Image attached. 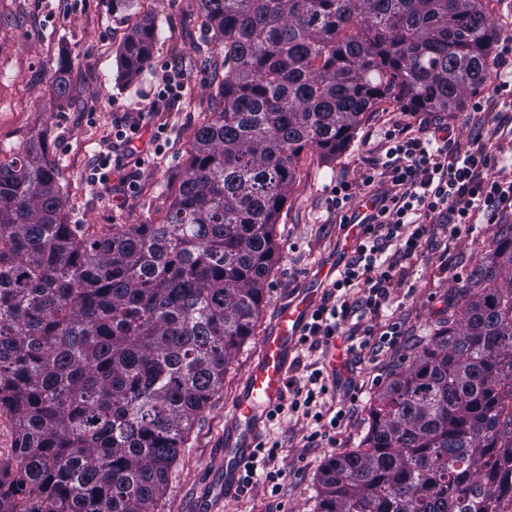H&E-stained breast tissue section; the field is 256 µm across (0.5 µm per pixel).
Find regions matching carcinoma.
Masks as SVG:
<instances>
[{
    "label": "carcinoma",
    "instance_id": "obj_1",
    "mask_svg": "<svg viewBox=\"0 0 512 512\" xmlns=\"http://www.w3.org/2000/svg\"><path fill=\"white\" fill-rule=\"evenodd\" d=\"M224 81L158 224L67 222L42 138L0 157V512H156L197 418L254 336L304 150L333 159L395 103L451 112L490 77L484 0H199ZM143 17L119 56L151 59ZM53 89L75 96L66 66ZM448 325L325 463L315 512H499L512 496V227ZM16 440V430L11 421L6 417L0 418V463L4 466L14 464Z\"/></svg>",
    "mask_w": 512,
    "mask_h": 512
}]
</instances>
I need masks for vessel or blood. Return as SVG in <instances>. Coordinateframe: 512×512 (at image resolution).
I'll use <instances>...</instances> for the list:
<instances>
[{
	"instance_id": "vessel-or-blood-1",
	"label": "vessel or blood",
	"mask_w": 512,
	"mask_h": 512,
	"mask_svg": "<svg viewBox=\"0 0 512 512\" xmlns=\"http://www.w3.org/2000/svg\"><path fill=\"white\" fill-rule=\"evenodd\" d=\"M376 212L374 199H366L346 228L341 253L348 252L359 241ZM340 266L339 256L328 259L314 275L313 287L280 307L272 329L262 336L258 359L250 368L234 412L224 426L225 496L237 493L242 470L263 438L267 415L282 402L295 342L320 302L321 287L327 285Z\"/></svg>"
}]
</instances>
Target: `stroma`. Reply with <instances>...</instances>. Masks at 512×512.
I'll use <instances>...</instances> for the list:
<instances>
[{"instance_id": "obj_1", "label": "stroma", "mask_w": 512, "mask_h": 512, "mask_svg": "<svg viewBox=\"0 0 512 512\" xmlns=\"http://www.w3.org/2000/svg\"><path fill=\"white\" fill-rule=\"evenodd\" d=\"M144 16L156 28L154 54L137 77L125 80L118 73L119 54L126 35ZM63 61L69 62L70 77L80 90L70 101L57 100L52 90ZM223 62V52L203 25L199 0H135L126 10L112 9L109 0H0V156L44 133L59 165L72 223L88 225L97 234L121 224L157 223L170 189L186 170L191 135L208 110L210 94L224 79ZM171 64L182 69L187 88L178 107L154 112L155 123L168 128V142L145 164L139 193L124 208H115L104 190L88 180V167L111 140L116 116L151 110ZM396 124L447 126L463 143L494 127L491 114H477L466 106L454 112H408L390 105L371 113L335 159L301 153L276 224L280 260L269 278L256 337L238 351L224 374L223 390L196 422L169 474L159 512H210V502L223 496L224 422L255 361L257 339L268 331L285 297L304 289L311 271L335 254L345 230L331 205L332 189L346 179L355 195L364 197V161L385 157V133ZM496 230L479 211L472 228L463 229L457 240L444 234L429 239L425 249L433 264L409 266L389 308L372 323L376 329L400 324L396 347L359 366L350 381L334 384L328 347L295 345L292 375L305 378L317 370L328 386L316 399L317 409L329 418L342 408L351 417L336 429L332 441L312 443L308 437L316 428L314 421L283 408L264 429L265 446L278 448L272 466H259L253 486L217 512H314L323 465L333 454L358 446L369 426L371 400L415 359L434 328L447 321L470 271L487 257ZM271 467L284 473L276 489L264 479Z\"/></svg>"}]
</instances>
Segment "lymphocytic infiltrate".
Here are the masks:
<instances>
[{
  "mask_svg": "<svg viewBox=\"0 0 512 512\" xmlns=\"http://www.w3.org/2000/svg\"><path fill=\"white\" fill-rule=\"evenodd\" d=\"M147 128L152 131L151 147L159 146L165 129L154 125L152 113L121 116L112 127V147L95 160L90 181L125 198L136 193L140 170L150 157L149 150L138 147ZM385 138L386 158L366 160L362 184L388 182L394 192L380 198L378 214L357 244L353 260L334 281L336 299L320 304L306 328L310 337H344L355 366L364 360L372 340L385 346L397 341L396 326L376 334L348 327L347 322L358 313L381 316L403 281L402 262H424V245L437 231L447 230L449 239H457L479 206L487 207L492 224L512 213V178L503 175L497 154L483 136L462 144L447 134L398 126Z\"/></svg>",
  "mask_w": 512,
  "mask_h": 512,
  "instance_id": "1",
  "label": "lymphocytic infiltrate"
}]
</instances>
